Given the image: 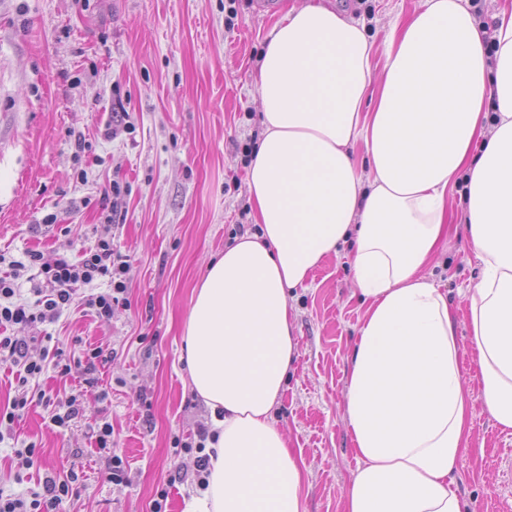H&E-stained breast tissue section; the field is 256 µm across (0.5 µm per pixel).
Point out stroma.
I'll return each mask as SVG.
<instances>
[{"mask_svg": "<svg viewBox=\"0 0 512 512\" xmlns=\"http://www.w3.org/2000/svg\"><path fill=\"white\" fill-rule=\"evenodd\" d=\"M308 0H0V276L29 249L52 257L110 235L125 255V302L99 320L72 306L54 324L26 335H52L65 350L100 346L112 361L100 382L107 399L85 396L66 431L50 422L55 402L77 393L80 370L45 371L20 385L0 363V407L45 390L15 425L19 445L35 443L32 468H18L0 446V489L38 491L47 475H79V495L55 512H150L157 491L166 512H185L196 496V441L210 412L192 390L183 330L193 290L207 264L241 231H254L247 170L263 125L255 102L261 52L274 23ZM363 21L382 65L388 36L378 19L408 22L420 0H318ZM128 117L112 126V105ZM127 192L125 221L107 226L99 199L111 183ZM448 240L432 266L457 312V339L471 347L465 292L480 267L471 253L459 196ZM55 214L54 226L43 219ZM353 244L343 245L294 289L298 356L275 421L305 463L306 512H343L340 492L358 462L343 420L348 354L365 306L353 294ZM112 424V452L126 481L108 480V462L91 437ZM185 480H175L176 471ZM456 487L466 512H512V429H503L473 397L471 432Z\"/></svg>", "mask_w": 512, "mask_h": 512, "instance_id": "1", "label": "stroma"}]
</instances>
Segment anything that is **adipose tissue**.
<instances>
[{"instance_id": "1", "label": "adipose tissue", "mask_w": 512, "mask_h": 512, "mask_svg": "<svg viewBox=\"0 0 512 512\" xmlns=\"http://www.w3.org/2000/svg\"><path fill=\"white\" fill-rule=\"evenodd\" d=\"M374 55L363 23L313 0L264 47L263 137L248 168L259 229L209 263L185 329L214 433L189 512H304V461L273 419L298 351L289 295L350 240L366 310L344 394L359 461L344 512H463L464 363L512 428V13L489 29L466 0H421L393 26L382 71ZM454 192L481 267L467 353L447 292L425 273Z\"/></svg>"}]
</instances>
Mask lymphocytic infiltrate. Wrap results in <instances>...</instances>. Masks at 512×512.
Instances as JSON below:
<instances>
[{"label": "lymphocytic infiltrate", "instance_id": "f902f5d3", "mask_svg": "<svg viewBox=\"0 0 512 512\" xmlns=\"http://www.w3.org/2000/svg\"><path fill=\"white\" fill-rule=\"evenodd\" d=\"M9 263L12 272L0 277V325L17 327L18 335L0 336V361L19 366L25 377L41 375L46 365H53L61 375H69L73 368H81L88 386H95V373L99 364L108 362L103 348L84 350L78 358L67 357L63 350L54 354H32L34 337L25 335L30 324L57 320L74 300L77 285L89 286L104 281L103 291L85 296V306L98 319L112 315V307L127 290L126 274L129 264L112 246L111 239L100 238L86 249L80 260H72L67 254H59L52 261H44L37 250L25 251L22 259L6 261L0 254V264ZM26 279L35 296L34 301L22 300L18 279ZM77 474L65 479L46 480L42 491L26 495L0 492V512H54L68 497L74 496Z\"/></svg>", "mask_w": 512, "mask_h": 512}]
</instances>
